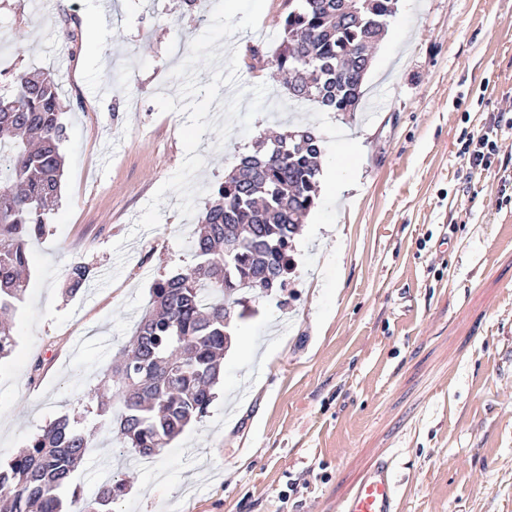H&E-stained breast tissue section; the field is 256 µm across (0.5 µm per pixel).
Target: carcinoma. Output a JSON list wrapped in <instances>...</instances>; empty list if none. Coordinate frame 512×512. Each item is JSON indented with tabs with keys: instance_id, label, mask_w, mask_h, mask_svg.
Masks as SVG:
<instances>
[{
	"instance_id": "cac0c4a2",
	"label": "carcinoma",
	"mask_w": 512,
	"mask_h": 512,
	"mask_svg": "<svg viewBox=\"0 0 512 512\" xmlns=\"http://www.w3.org/2000/svg\"><path fill=\"white\" fill-rule=\"evenodd\" d=\"M392 11L393 0H299L275 59L288 74L289 94L336 112L354 109ZM65 139L58 82L34 70L20 75L11 93H0V151L13 148L7 171L0 170V359L14 348L11 318L29 273L27 242L44 232L60 193ZM321 153L315 133L296 128L241 158L191 236L197 263L154 284L129 345L95 391L103 410L118 401V440L127 456H154L206 416L224 358L225 321L239 304L237 286L247 280L266 292L284 287L288 251L315 204ZM229 242L237 260L227 270ZM176 350L183 358L172 363ZM92 447L93 438L67 417L54 420L0 464L5 512H112L124 492L112 478L89 498L61 497Z\"/></svg>"
}]
</instances>
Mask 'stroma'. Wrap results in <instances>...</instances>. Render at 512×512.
Masks as SVG:
<instances>
[{
	"mask_svg": "<svg viewBox=\"0 0 512 512\" xmlns=\"http://www.w3.org/2000/svg\"><path fill=\"white\" fill-rule=\"evenodd\" d=\"M215 2L0 0V90L49 71L67 126L61 193L29 242L0 360V461L65 415L96 442L73 487L91 496L97 457L111 458L127 485L116 512H336L383 458L399 512H512V0H394L354 110L294 100L277 81L249 133L218 151L203 134L197 212L261 137L292 125L315 129L343 185L319 187L286 287L248 292L232 315L206 416L153 458L121 457L93 391L153 284L196 263L174 192L157 228L134 229L185 157L186 116L153 97L175 95L170 71ZM288 11L266 0L258 29L227 39L240 84L275 71ZM494 116L499 153L470 170L463 147ZM76 262L92 277L73 294Z\"/></svg>",
	"mask_w": 512,
	"mask_h": 512,
	"instance_id": "1",
	"label": "stroma"
}]
</instances>
